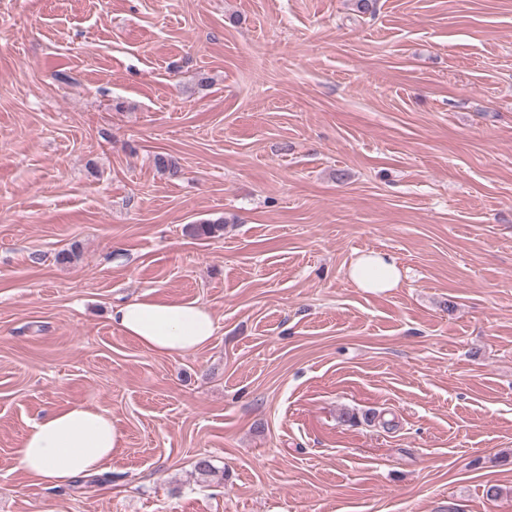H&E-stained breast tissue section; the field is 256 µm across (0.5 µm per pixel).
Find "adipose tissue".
Returning <instances> with one entry per match:
<instances>
[{
  "label": "adipose tissue",
  "mask_w": 512,
  "mask_h": 512,
  "mask_svg": "<svg viewBox=\"0 0 512 512\" xmlns=\"http://www.w3.org/2000/svg\"><path fill=\"white\" fill-rule=\"evenodd\" d=\"M347 276L368 292L398 287L396 261L377 252L358 254ZM113 325L144 349L159 355L183 354L206 346L217 325L212 312L195 301L169 302L134 296L112 312ZM121 443L111 415L87 405L45 414L33 423L17 450L18 467L48 488L69 485L75 478L105 470Z\"/></svg>",
  "instance_id": "1"
}]
</instances>
